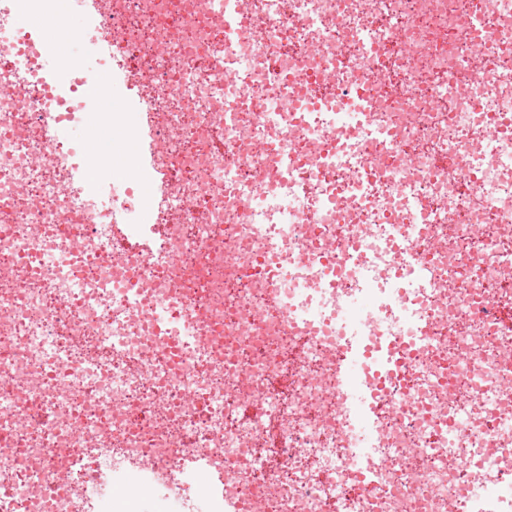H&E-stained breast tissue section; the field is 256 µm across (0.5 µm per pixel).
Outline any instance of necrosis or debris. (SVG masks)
<instances>
[{
    "instance_id": "obj_1",
    "label": "necrosis or debris",
    "mask_w": 512,
    "mask_h": 512,
    "mask_svg": "<svg viewBox=\"0 0 512 512\" xmlns=\"http://www.w3.org/2000/svg\"><path fill=\"white\" fill-rule=\"evenodd\" d=\"M78 2L140 118L96 111L30 28L61 0H0V512H106L89 470L159 463L127 498L195 512L182 454L223 461L225 498L260 512H467L486 492L512 512V130L485 131L512 121V0H234L236 39L224 0ZM477 26L499 49L474 84ZM48 70L64 85L40 90ZM74 124L83 143L59 134ZM104 129L148 152L119 193L78 175ZM121 234L152 244L106 266ZM398 248L421 276L391 273ZM416 323L358 485L339 345Z\"/></svg>"
}]
</instances>
